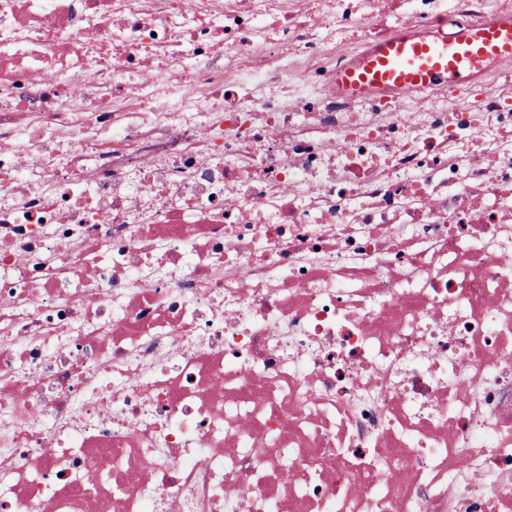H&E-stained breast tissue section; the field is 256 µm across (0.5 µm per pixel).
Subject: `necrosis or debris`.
Returning a JSON list of instances; mask_svg holds the SVG:
<instances>
[{
    "label": "necrosis or debris",
    "instance_id": "obj_1",
    "mask_svg": "<svg viewBox=\"0 0 512 512\" xmlns=\"http://www.w3.org/2000/svg\"><path fill=\"white\" fill-rule=\"evenodd\" d=\"M303 2L0 0V512H512V0ZM512 57V14L498 13L479 26L436 28L424 37L405 28L374 44L347 68L336 72V92L363 98L392 87L400 93L425 91L439 83L464 86L493 60Z\"/></svg>",
    "mask_w": 512,
    "mask_h": 512
}]
</instances>
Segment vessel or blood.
Here are the masks:
<instances>
[{
	"instance_id": "vessel-or-blood-1",
	"label": "vessel or blood",
	"mask_w": 512,
	"mask_h": 512,
	"mask_svg": "<svg viewBox=\"0 0 512 512\" xmlns=\"http://www.w3.org/2000/svg\"><path fill=\"white\" fill-rule=\"evenodd\" d=\"M507 57H512V14L499 13L487 24L461 28L452 34L442 28L425 36L403 29L338 71L333 85L337 93L351 99L386 87L409 93L442 82L463 86L491 61Z\"/></svg>"
}]
</instances>
